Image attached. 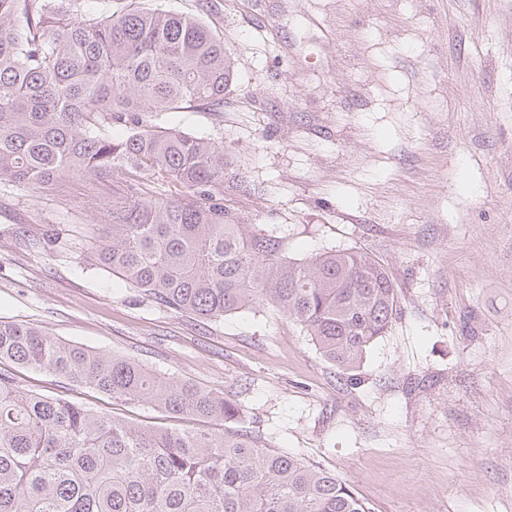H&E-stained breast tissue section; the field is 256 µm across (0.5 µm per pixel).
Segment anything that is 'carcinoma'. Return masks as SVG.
Returning <instances> with one entry per match:
<instances>
[{
  "label": "carcinoma",
  "mask_w": 512,
  "mask_h": 512,
  "mask_svg": "<svg viewBox=\"0 0 512 512\" xmlns=\"http://www.w3.org/2000/svg\"><path fill=\"white\" fill-rule=\"evenodd\" d=\"M232 80L199 16L141 0H0V182L60 195L73 175L119 184L95 265L202 321L267 304L351 374L398 315L383 265L353 248L286 257L226 204L245 179L221 143L151 124L220 111ZM1 360L222 430L111 418L0 371V512H368L336 474L242 426L222 391L30 323L0 320Z\"/></svg>",
  "instance_id": "1"
}]
</instances>
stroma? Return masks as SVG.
Listing matches in <instances>:
<instances>
[{"mask_svg": "<svg viewBox=\"0 0 512 512\" xmlns=\"http://www.w3.org/2000/svg\"><path fill=\"white\" fill-rule=\"evenodd\" d=\"M203 15L234 86L161 127L224 145L228 204L289 257L356 248L400 314L354 378L269 306L199 322L88 264V178L0 184V320L218 389L278 451L336 473L369 512H512V0H150ZM108 416L150 404L5 363Z\"/></svg>", "mask_w": 512, "mask_h": 512, "instance_id": "35a3bbf8", "label": "stroma"}]
</instances>
